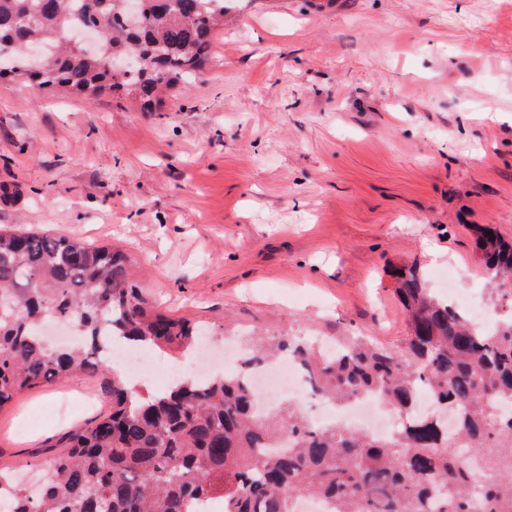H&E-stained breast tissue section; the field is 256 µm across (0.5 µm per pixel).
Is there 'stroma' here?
Returning <instances> with one entry per match:
<instances>
[{
    "instance_id": "35a3bbf8",
    "label": "stroma",
    "mask_w": 512,
    "mask_h": 512,
    "mask_svg": "<svg viewBox=\"0 0 512 512\" xmlns=\"http://www.w3.org/2000/svg\"><path fill=\"white\" fill-rule=\"evenodd\" d=\"M214 54L153 110L0 89V225L121 247L159 311L211 339L364 334L402 345L392 271L451 269L489 309L475 247L512 241V0H226ZM92 392L97 409L57 417ZM98 380L0 409V468L41 481L108 410Z\"/></svg>"
}]
</instances>
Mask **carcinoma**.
<instances>
[{
	"label": "carcinoma",
	"mask_w": 512,
	"mask_h": 512,
	"mask_svg": "<svg viewBox=\"0 0 512 512\" xmlns=\"http://www.w3.org/2000/svg\"><path fill=\"white\" fill-rule=\"evenodd\" d=\"M0 0V88L15 82L64 87L84 98L122 90L147 106L213 55L224 0ZM49 46V67L29 54ZM133 54L135 69L112 59ZM488 299L512 304V243L478 228ZM408 320L403 346L337 341L335 355L298 336L255 339L245 370L282 355L306 372L313 394L346 405L375 392L399 416L373 435L317 427L297 404L254 409L243 376L184 378L139 394L98 355L101 331L162 347L201 336L155 312L132 283L127 258L110 245L49 232L0 229V409L18 394L75 374L108 379L112 411L74 429L45 462L38 497L15 485L0 512H191L220 499L223 512H295V500L329 512H512V312L488 333L427 287L414 268L393 270ZM64 316L80 347H53L39 326ZM426 391L435 411L418 415Z\"/></svg>",
	"instance_id": "cac0c4a2"
}]
</instances>
